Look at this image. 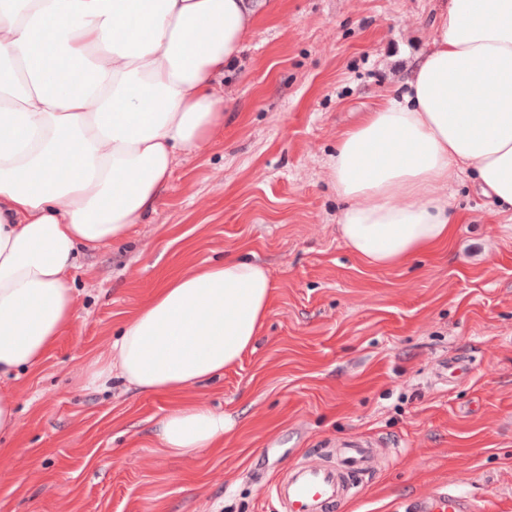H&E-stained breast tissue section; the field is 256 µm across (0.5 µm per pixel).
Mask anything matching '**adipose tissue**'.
<instances>
[{
  "instance_id": "obj_1",
  "label": "adipose tissue",
  "mask_w": 512,
  "mask_h": 512,
  "mask_svg": "<svg viewBox=\"0 0 512 512\" xmlns=\"http://www.w3.org/2000/svg\"><path fill=\"white\" fill-rule=\"evenodd\" d=\"M268 0H0V382L39 368L76 318L79 250L126 237L154 211L177 152L224 125L216 80ZM435 35L404 93L336 143L344 244L392 268L446 247L447 189L465 172L512 212V0H439ZM267 268L227 258L174 275L88 381L120 376L176 401L156 452L192 457L224 439L223 412L182 398L252 349Z\"/></svg>"
}]
</instances>
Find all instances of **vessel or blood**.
Masks as SVG:
<instances>
[{
    "label": "vessel or blood",
    "instance_id": "1",
    "mask_svg": "<svg viewBox=\"0 0 512 512\" xmlns=\"http://www.w3.org/2000/svg\"><path fill=\"white\" fill-rule=\"evenodd\" d=\"M372 457L367 441L341 440L330 461L294 464L271 490L283 512H328L336 502L356 492L358 479L369 473ZM424 512H474V504L466 494L441 487L427 497Z\"/></svg>",
    "mask_w": 512,
    "mask_h": 512
}]
</instances>
